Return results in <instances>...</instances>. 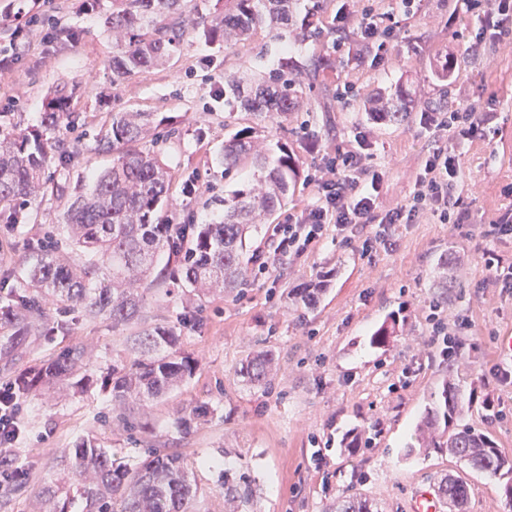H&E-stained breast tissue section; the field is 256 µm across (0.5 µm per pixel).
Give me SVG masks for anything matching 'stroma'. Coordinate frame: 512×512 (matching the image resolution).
<instances>
[{"label": "stroma", "instance_id": "35a3bbf8", "mask_svg": "<svg viewBox=\"0 0 512 512\" xmlns=\"http://www.w3.org/2000/svg\"><path fill=\"white\" fill-rule=\"evenodd\" d=\"M0 0V48L13 49L16 64L0 72V112H15L22 125L40 120L41 104L56 86H76L74 111L85 120L68 132L78 141L64 170L67 185L88 189L111 166L97 151V130L115 112L173 116L176 132L159 129L147 140L172 174L169 224H206L224 214V199L253 179L252 168L228 175L220 163L225 140L264 127L272 141L287 143L300 177L270 224L259 225L246 242V255L266 248L271 224L313 204L310 178L322 154L334 148H362L367 166L384 175L378 203L389 210L411 197L421 164L441 143L460 152L462 168L454 194L467 213L464 223L441 224L423 217L397 227V247L370 256L360 237L344 242L335 232L294 262L268 277H248L233 293L198 298L170 276L174 260L161 255L153 287L140 313L144 325H175L178 348L196 370L180 388L149 403L130 406L131 427L114 422L112 392L102 379L130 358L135 327H116L106 318L69 317L66 335L47 341L32 335L0 354V382L22 369L55 359L81 344L92 354L90 383L67 397L39 390L21 405L23 427L16 442L0 450L24 477L0 487V512H32L35 495L56 476L55 458L80 439H95L118 456L136 461L146 449H180L197 485L194 512H224V480L247 475L259 487L255 512H334L338 500L357 495L374 512H412L416 491L436 493L443 474L468 485L466 512H512L503 478L478 473L466 461L436 452L409 453L414 429L444 382L460 389L466 402L461 423L489 436L512 457V381L494 369L512 367L502 355V336L512 332V289L489 288L481 237L497 210L512 207V43H478L477 13L457 14L455 0H419L414 14L400 0H369L396 38L383 59L374 42L361 38L360 0H298L296 14H311L314 36L296 26L281 36L257 30L247 41L216 47L189 30L168 63L116 85L109 61L112 34L104 19L112 0L84 12L79 0H46L26 12L38 20L14 39L15 24ZM56 28L81 34L77 43L52 41ZM321 64L301 75L303 106L287 123H266L224 98V81L251 85L285 60ZM410 95L406 121L370 118V96L396 88ZM472 105L484 122L471 140L436 132L425 113ZM367 135L358 144V132ZM63 201L45 194L34 201L26 223L0 224V289L20 287L34 245L57 237ZM512 260V236L490 244ZM457 265L441 279V262ZM325 290L315 307L295 306L293 290L317 281ZM472 318L456 355L428 348L424 319L430 305ZM395 324L383 345L375 331ZM271 352L278 373L256 386L240 376L245 358ZM358 446H344L349 435Z\"/></svg>", "mask_w": 512, "mask_h": 512}]
</instances>
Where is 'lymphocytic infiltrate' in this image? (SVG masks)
Returning a JSON list of instances; mask_svg holds the SVG:
<instances>
[{"mask_svg": "<svg viewBox=\"0 0 512 512\" xmlns=\"http://www.w3.org/2000/svg\"><path fill=\"white\" fill-rule=\"evenodd\" d=\"M479 21L482 37L494 43L511 40L512 0H484ZM459 171V154L447 146L435 145L421 167L410 201L383 211L377 203L382 176L367 167L361 151L324 153L312 176L317 187L316 201L289 215L285 223L274 225L269 236L270 250L254 253L252 262L259 273L269 274L280 261H292L308 252L331 225L341 232L360 225H376L375 235L362 242L363 254L394 251L396 225L414 223L423 215L443 224L463 220L464 214L453 195Z\"/></svg>", "mask_w": 512, "mask_h": 512, "instance_id": "lymphocytic-infiltrate-1", "label": "lymphocytic infiltrate"}]
</instances>
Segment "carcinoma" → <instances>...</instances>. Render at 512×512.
<instances>
[{
	"label": "carcinoma",
	"instance_id": "carcinoma-1",
	"mask_svg": "<svg viewBox=\"0 0 512 512\" xmlns=\"http://www.w3.org/2000/svg\"><path fill=\"white\" fill-rule=\"evenodd\" d=\"M186 0H113L112 14L105 25L112 32L113 52L109 66L118 84L136 74L162 66L180 46L186 25L203 27L211 44L246 41L259 29L278 33L292 21L297 0H224V19L208 21L196 14L185 20ZM76 87L55 89L46 96L40 126L30 130L15 122L0 127V223L13 226L28 217L27 209L52 190L64 195L63 187L47 175L52 161L70 160V143L65 132L78 126L80 114L71 111ZM224 96L239 100L259 120L288 114L300 106L296 81L281 72L244 88L235 79L224 81ZM369 114L380 120L403 122L408 118L401 104L380 97L366 103ZM152 112H114L108 126L99 130V150L116 153L112 166L102 172L93 186L68 201L63 228L69 241L86 256L76 266L68 253L56 246L37 247L26 268V288L0 298V321L15 328L8 351L33 324L46 319L40 297L52 296L62 308L80 310L90 316H105L112 325L138 320L149 291L151 271L160 250L169 247V232L158 220L172 188L166 164L139 144L150 134ZM273 155L245 133L225 141L224 177L251 165L257 179L224 199V217L211 224L193 227L191 239L180 255L177 275L182 286L205 296L227 293L246 283L248 267L243 253L249 233L269 221L298 178L297 168L284 144ZM323 291L322 284L300 288L295 304L313 306ZM178 331L174 326L143 327L135 334L137 358L113 381L112 409L131 403L144 405L178 387L191 377L193 362L176 351ZM90 365V354L81 345L71 346L57 358L16 376L11 395L19 400L39 386L60 381L81 384L78 376ZM240 374L256 385L271 382L273 358L258 352L245 359ZM461 410L455 386L443 384L438 402L425 409L419 424L418 448L448 453L466 460L472 469L502 477L512 475V460L494 443L472 427L448 433L449 423ZM65 485L52 483L42 488L39 512H69L71 491L84 501L83 512H190L197 486L190 478L184 458L176 451L149 452L129 464L92 439L78 442L61 456ZM438 494L463 510L467 502L464 482L448 475L437 487ZM256 487L243 475L238 483L224 479V500L232 512H253ZM336 512H373L362 498L348 497L336 503Z\"/></svg>",
	"mask_w": 512,
	"mask_h": 512
}]
</instances>
